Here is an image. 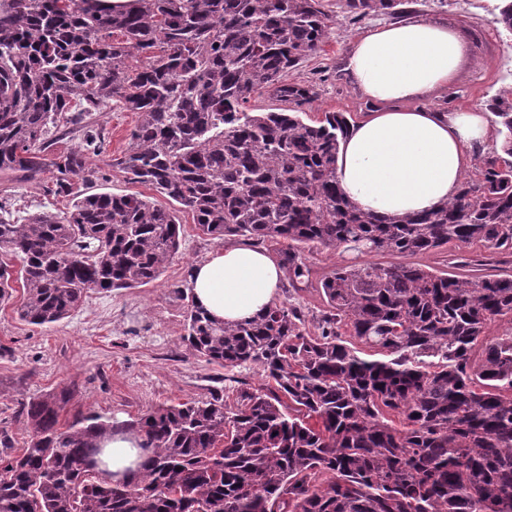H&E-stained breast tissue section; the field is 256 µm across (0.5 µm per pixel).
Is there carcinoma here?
<instances>
[{"instance_id": "1", "label": "carcinoma", "mask_w": 512, "mask_h": 512, "mask_svg": "<svg viewBox=\"0 0 512 512\" xmlns=\"http://www.w3.org/2000/svg\"><path fill=\"white\" fill-rule=\"evenodd\" d=\"M403 2L338 7L396 16ZM494 10L512 37V0ZM335 22L325 0H0V173L49 172L45 191L72 202L22 224L0 203L23 320L57 323L91 292L150 284L179 253L176 211L86 188V156L102 148L94 113L113 99L141 114L113 165L206 236L288 243L289 287L316 286L326 304L311 323L283 301L234 324L190 304L183 342L268 383L122 424L146 453L123 482L83 466L112 419L60 424L67 388L26 403L27 448L13 455L0 436V512H512V329L486 339L512 324V89L486 101L500 145L457 197L382 220L339 187L346 113L304 122L314 86L286 82ZM262 92L293 108L249 109ZM71 135L80 149L47 158ZM320 249L354 257L314 283L305 252ZM432 252L460 273L410 261Z\"/></svg>"}]
</instances>
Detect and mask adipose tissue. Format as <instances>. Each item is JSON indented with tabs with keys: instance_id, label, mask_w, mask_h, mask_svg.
Returning <instances> with one entry per match:
<instances>
[{
	"instance_id": "1",
	"label": "adipose tissue",
	"mask_w": 512,
	"mask_h": 512,
	"mask_svg": "<svg viewBox=\"0 0 512 512\" xmlns=\"http://www.w3.org/2000/svg\"><path fill=\"white\" fill-rule=\"evenodd\" d=\"M468 46L454 27L411 20L355 38L344 70L375 105L340 145L337 179L346 196L383 219L419 213L453 199L493 128L486 110L441 113L421 107L453 83ZM283 277L268 252L250 244L214 251L187 286L211 317L237 322L273 305Z\"/></svg>"
}]
</instances>
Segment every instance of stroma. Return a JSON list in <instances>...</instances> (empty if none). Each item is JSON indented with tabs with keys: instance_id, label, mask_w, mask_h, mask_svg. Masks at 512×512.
<instances>
[{
	"instance_id": "35a3bbf8",
	"label": "stroma",
	"mask_w": 512,
	"mask_h": 512,
	"mask_svg": "<svg viewBox=\"0 0 512 512\" xmlns=\"http://www.w3.org/2000/svg\"><path fill=\"white\" fill-rule=\"evenodd\" d=\"M493 7L494 0H407L404 4L403 20L448 24L470 44V56L454 82L435 89L426 107L451 112L479 106L512 88V46L495 24ZM389 21L386 15L337 17L322 52L289 72L288 81L313 84L317 92L304 107L306 120H318L326 112H347L357 121L365 116L367 101L344 72L343 60L355 37ZM140 120V113L114 103L96 113L104 142L101 153L90 156L89 163L101 174L100 185L106 191L139 193L165 207L168 199L147 185L129 181L109 165L110 159L126 152ZM5 196L13 199V216L18 220L69 209L67 198L46 195L41 183L0 174V198ZM177 215L183 226L180 253L158 280L137 288L90 293L69 317L50 325L35 326L19 318L22 264L5 256L14 293L0 303V429L8 432L15 449L25 448L29 440L19 414L22 403L53 390L67 387L73 393L63 419L79 410L111 418L118 425L154 406L223 392L224 367L194 355L181 341L189 300L177 289L186 286L195 263L225 242L202 235L185 209H178Z\"/></svg>"
}]
</instances>
